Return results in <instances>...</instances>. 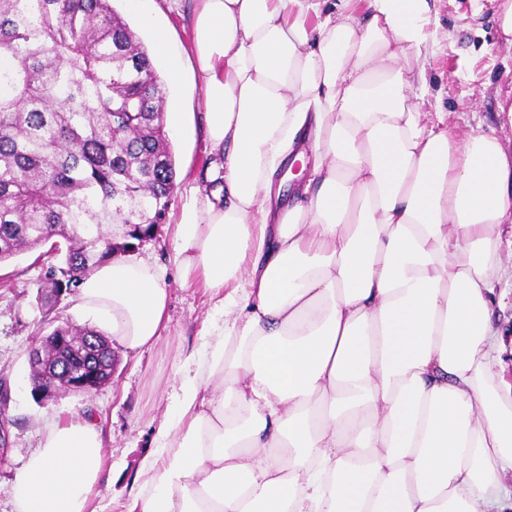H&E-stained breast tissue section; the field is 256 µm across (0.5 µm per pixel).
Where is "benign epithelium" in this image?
<instances>
[{"mask_svg":"<svg viewBox=\"0 0 512 512\" xmlns=\"http://www.w3.org/2000/svg\"><path fill=\"white\" fill-rule=\"evenodd\" d=\"M65 372L66 391L90 393L112 382L113 358L109 357L104 345L83 346L80 349H66L52 370L53 377L34 384V391L45 397L55 393L53 382L58 373Z\"/></svg>","mask_w":512,"mask_h":512,"instance_id":"benign-epithelium-1","label":"benign epithelium"}]
</instances>
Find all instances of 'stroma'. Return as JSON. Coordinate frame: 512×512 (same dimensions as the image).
I'll use <instances>...</instances> for the list:
<instances>
[{"instance_id":"obj_1","label":"stroma","mask_w":512,"mask_h":512,"mask_svg":"<svg viewBox=\"0 0 512 512\" xmlns=\"http://www.w3.org/2000/svg\"><path fill=\"white\" fill-rule=\"evenodd\" d=\"M156 20L184 51L183 67L171 75L161 60L153 65L168 84L167 122L176 127L170 141L176 163V189L168 212L176 218L189 186L211 150L204 132V95L191 52L197 0H155ZM431 28L436 43L427 57L408 56L407 68H425L440 88V98H427L423 109L443 108L448 127L457 134L480 131L512 139V118L498 109L499 90L512 88V51L499 44L492 6L476 0H432ZM503 260L500 300L494 308L496 325L512 333V228L501 231ZM46 286L38 250L0 263V437L7 451L0 458V512H13L17 473L40 447L43 429L51 421L67 422L94 413L103 433L108 480L96 488L102 512H123L130 489L140 487L138 468L165 417L172 413V387L187 355L208 330L210 295L202 288L182 287L169 279L170 322L149 350L116 351L111 384L89 394L34 395L27 358L52 326L44 323L38 296Z\"/></svg>"}]
</instances>
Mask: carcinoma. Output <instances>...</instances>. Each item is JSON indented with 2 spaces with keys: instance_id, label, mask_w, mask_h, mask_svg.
Wrapping results in <instances>:
<instances>
[{
  "instance_id": "cac0c4a2",
  "label": "carcinoma",
  "mask_w": 512,
  "mask_h": 512,
  "mask_svg": "<svg viewBox=\"0 0 512 512\" xmlns=\"http://www.w3.org/2000/svg\"><path fill=\"white\" fill-rule=\"evenodd\" d=\"M111 2L0 0V51L13 60L0 67V262L58 237L66 251L45 280L66 295L112 258L103 227L151 237L176 188L168 87ZM221 163H203L209 192ZM63 335L79 347L97 332Z\"/></svg>"
}]
</instances>
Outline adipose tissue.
Segmentation results:
<instances>
[{
  "label": "adipose tissue",
  "instance_id": "1",
  "mask_svg": "<svg viewBox=\"0 0 512 512\" xmlns=\"http://www.w3.org/2000/svg\"><path fill=\"white\" fill-rule=\"evenodd\" d=\"M194 48L224 190L190 187L163 266L108 259L79 310L127 352L167 273L215 299L126 512H512V387L492 319L512 151L420 102L429 0H200ZM299 201L281 206L290 168ZM96 418L47 424L16 512H98Z\"/></svg>",
  "mask_w": 512,
  "mask_h": 512
}]
</instances>
